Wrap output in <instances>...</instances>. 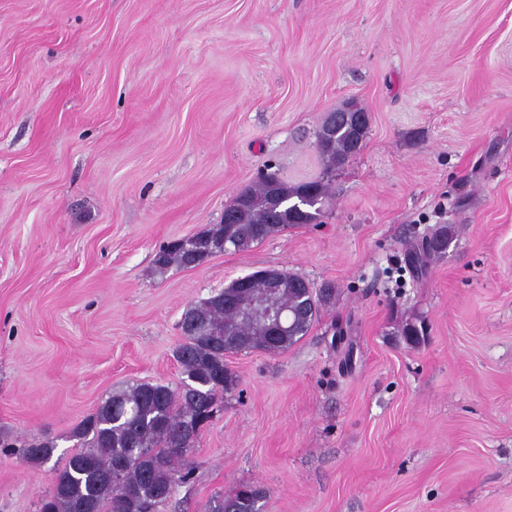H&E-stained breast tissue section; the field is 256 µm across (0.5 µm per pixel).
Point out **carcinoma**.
I'll return each mask as SVG.
<instances>
[{"mask_svg":"<svg viewBox=\"0 0 512 512\" xmlns=\"http://www.w3.org/2000/svg\"><path fill=\"white\" fill-rule=\"evenodd\" d=\"M329 114L325 125L331 133L317 145L324 163L323 177L290 186L274 174L245 188L240 198L225 207L237 209V223L213 225L185 240L171 243L156 255L161 271L172 266L190 268L197 260L230 249L246 251L270 235L302 224H314L322 204L330 197L328 176L344 167L360 150L349 126ZM279 183L288 201L272 205L268 182ZM452 226H441L422 242L436 240L408 252L413 269L444 255L453 242ZM265 299V305L248 310L241 295ZM336 299V288L327 283L316 289L304 277L286 272L282 287L273 295L260 279L239 287L232 281L224 289L187 307L183 323L194 326L184 332L174 358L184 378L176 386L137 381L112 392L76 430L78 450L56 476L52 491L41 499L39 512H158L177 486L191 479L188 453L199 443L201 431L224 404L238 380L224 357L233 352L261 351L278 355L309 332L321 309ZM288 311V333L272 336L268 311ZM23 457L39 465L48 463L55 445L31 442L20 445ZM266 492L255 484H241L228 495L212 497L203 512H261Z\"/></svg>","mask_w":512,"mask_h":512,"instance_id":"carcinoma-1","label":"carcinoma"}]
</instances>
